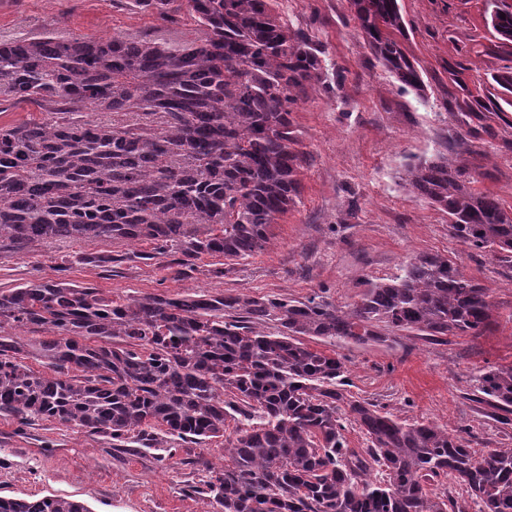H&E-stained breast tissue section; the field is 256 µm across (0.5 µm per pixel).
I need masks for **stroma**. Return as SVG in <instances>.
Returning a JSON list of instances; mask_svg holds the SVG:
<instances>
[{"mask_svg": "<svg viewBox=\"0 0 512 512\" xmlns=\"http://www.w3.org/2000/svg\"><path fill=\"white\" fill-rule=\"evenodd\" d=\"M405 46L417 60L424 96L400 90L366 49L348 0H274L289 27L310 34L323 64L338 74L333 90H317L294 107L300 148L307 154L298 204L272 228L261 252L244 259L205 256L180 268L177 254L141 259L148 246L114 244L119 260L59 272L60 258L97 253L95 242L53 241L34 253L0 251V289L66 279L113 297L189 290L305 299L332 305L354 301L368 281L389 279L420 253L459 257L466 277L493 288L491 325L480 335L431 341L398 336L391 346L349 347L348 392L407 420L429 421L468 439L483 453L512 448L484 404L472 402L481 369L512 367V269L468 249L448 234V217L404 187L405 165L448 152L470 133L471 148L451 154L475 174L473 187L512 209V105L492 96L490 75L503 54L485 21V0H399ZM52 32L98 41L144 35L171 44L199 42L189 15L177 23L116 0H13L0 11V42ZM224 441L179 449L110 439L50 420L18 428L0 415V496L48 494L84 502L91 512H207L188 493L206 472L203 460L224 462Z\"/></svg>", "mask_w": 512, "mask_h": 512, "instance_id": "35a3bbf8", "label": "stroma"}]
</instances>
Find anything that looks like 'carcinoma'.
I'll return each instance as SVG.
<instances>
[{
	"label": "carcinoma",
	"instance_id": "cac0c4a2",
	"mask_svg": "<svg viewBox=\"0 0 512 512\" xmlns=\"http://www.w3.org/2000/svg\"><path fill=\"white\" fill-rule=\"evenodd\" d=\"M364 43L403 91L425 85L398 0H349ZM165 22L182 12L204 32L194 45L114 35L49 33L0 42V112L30 102L45 117L0 127V249L49 240L147 243L238 259L265 248L296 204L305 152L292 113L332 87L311 36L269 0H134ZM486 19L512 45V3L486 0ZM512 95V66L491 76ZM100 113L96 120L80 114ZM469 168L417 158L405 185L448 214V231L512 269V211L476 192ZM493 289L441 254L412 257L336 307L305 300L187 292L112 298L69 282L0 289V415L23 429L55 420L115 443L178 447L224 438L232 465H206L189 492L218 512H512V448L478 454L431 422L399 420L346 395L339 349L406 331L477 336ZM334 346L327 353L310 341ZM52 374L33 371L24 357ZM477 400L512 427V368L474 375ZM237 426L224 437L227 420ZM369 445L351 448L346 423ZM452 478L460 502L431 484ZM0 512H91L55 495L0 497Z\"/></svg>",
	"mask_w": 512,
	"mask_h": 512
}]
</instances>
